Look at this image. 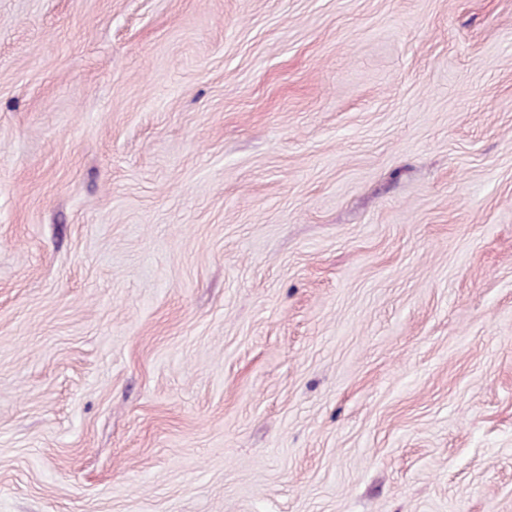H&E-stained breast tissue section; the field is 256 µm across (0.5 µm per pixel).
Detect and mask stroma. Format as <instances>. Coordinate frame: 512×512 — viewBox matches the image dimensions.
<instances>
[{
    "label": "stroma",
    "mask_w": 512,
    "mask_h": 512,
    "mask_svg": "<svg viewBox=\"0 0 512 512\" xmlns=\"http://www.w3.org/2000/svg\"><path fill=\"white\" fill-rule=\"evenodd\" d=\"M0 512H512V0H0Z\"/></svg>",
    "instance_id": "1"
}]
</instances>
